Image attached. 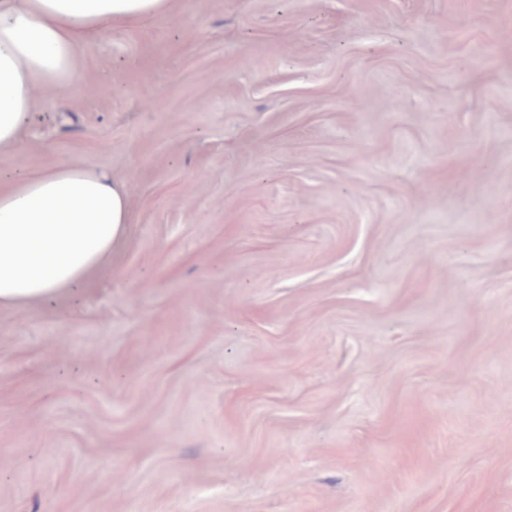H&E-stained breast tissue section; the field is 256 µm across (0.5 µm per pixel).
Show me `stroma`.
<instances>
[{
    "label": "stroma",
    "instance_id": "35a3bbf8",
    "mask_svg": "<svg viewBox=\"0 0 512 512\" xmlns=\"http://www.w3.org/2000/svg\"><path fill=\"white\" fill-rule=\"evenodd\" d=\"M41 90L131 222L0 308V512H512V0H172Z\"/></svg>",
    "mask_w": 512,
    "mask_h": 512
}]
</instances>
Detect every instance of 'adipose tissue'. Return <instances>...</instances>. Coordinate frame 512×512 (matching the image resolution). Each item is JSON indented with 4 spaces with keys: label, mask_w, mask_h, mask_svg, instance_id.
Segmentation results:
<instances>
[{
    "label": "adipose tissue",
    "mask_w": 512,
    "mask_h": 512,
    "mask_svg": "<svg viewBox=\"0 0 512 512\" xmlns=\"http://www.w3.org/2000/svg\"><path fill=\"white\" fill-rule=\"evenodd\" d=\"M171 0H0V149L25 147L39 90H72L105 31L167 12ZM129 188L63 162L0 188V306L80 285L130 222Z\"/></svg>",
    "instance_id": "adipose-tissue-1"
}]
</instances>
